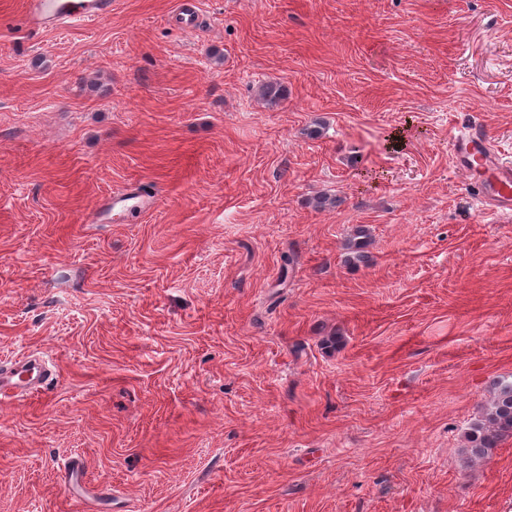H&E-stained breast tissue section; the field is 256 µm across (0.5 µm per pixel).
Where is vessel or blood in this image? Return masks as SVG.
I'll use <instances>...</instances> for the list:
<instances>
[{
  "instance_id": "obj_1",
  "label": "vessel or blood",
  "mask_w": 512,
  "mask_h": 512,
  "mask_svg": "<svg viewBox=\"0 0 512 512\" xmlns=\"http://www.w3.org/2000/svg\"><path fill=\"white\" fill-rule=\"evenodd\" d=\"M26 20L36 30L61 26L89 25L112 11V0H26ZM182 29L192 31L198 26L199 15L194 0H178L172 14ZM452 151L456 165L480 171L478 196L486 209L495 216L512 214V163L499 159L490 144L465 135H455ZM156 205L147 195L126 191L101 200L97 218L106 219L125 213H147ZM54 370L43 356L31 352L0 368V395L16 398L42 393L52 382Z\"/></svg>"
}]
</instances>
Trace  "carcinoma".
I'll return each instance as SVG.
<instances>
[{
	"label": "carcinoma",
	"instance_id": "carcinoma-1",
	"mask_svg": "<svg viewBox=\"0 0 512 512\" xmlns=\"http://www.w3.org/2000/svg\"><path fill=\"white\" fill-rule=\"evenodd\" d=\"M366 246L367 234L360 229L347 246L345 262L356 265L365 261ZM509 435H512V382H499L495 386L490 404L481 418L471 425L467 434L470 459L485 458L490 449Z\"/></svg>",
	"mask_w": 512,
	"mask_h": 512
}]
</instances>
